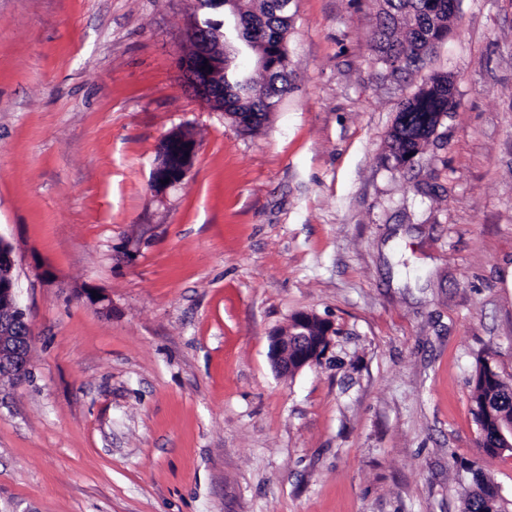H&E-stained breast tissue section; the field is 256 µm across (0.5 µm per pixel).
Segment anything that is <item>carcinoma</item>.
Here are the masks:
<instances>
[{"label":"carcinoma","mask_w":512,"mask_h":512,"mask_svg":"<svg viewBox=\"0 0 512 512\" xmlns=\"http://www.w3.org/2000/svg\"><path fill=\"white\" fill-rule=\"evenodd\" d=\"M226 11L239 14L244 22V37L251 46L232 39L225 47V113L234 119L241 112L254 113L255 123L243 126V130L252 131L290 90L289 16L280 0H233ZM452 20L448 0H437L430 8L425 6V0H380L374 32L376 47L382 60L397 71L403 63L410 65L421 60L431 41L447 37ZM245 49L257 57L269 56L268 68L257 76L237 69L234 59ZM442 114H448V75L435 74L399 104L389 132L393 158L420 152L425 144L424 135ZM472 402L483 447L492 456L504 453L497 433L512 423V385L481 355L476 359L472 379ZM470 472L474 488L462 493L461 512H486L496 489L481 468L472 467Z\"/></svg>","instance_id":"1"}]
</instances>
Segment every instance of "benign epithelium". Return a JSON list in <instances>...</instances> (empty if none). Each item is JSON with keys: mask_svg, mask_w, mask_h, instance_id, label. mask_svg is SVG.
Listing matches in <instances>:
<instances>
[{"mask_svg": "<svg viewBox=\"0 0 512 512\" xmlns=\"http://www.w3.org/2000/svg\"><path fill=\"white\" fill-rule=\"evenodd\" d=\"M203 14H194L188 39L191 50L180 59V77L190 79L192 90L211 109L224 111V40L240 32L237 15H231L233 25L225 29V0H199ZM196 142L186 139L175 144L168 163H157L152 172V184L164 189L181 182L192 166ZM15 260L12 246L0 236V380L19 381L27 370L31 345H19L18 323L26 321L20 302V292L14 275ZM312 314H296L288 332L271 337L270 358L276 372L291 374L304 367L318 364L336 335V325L322 321L318 336L308 334Z\"/></svg>", "mask_w": 512, "mask_h": 512, "instance_id": "benign-epithelium-1", "label": "benign epithelium"}]
</instances>
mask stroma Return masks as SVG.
<instances>
[{
    "label": "stroma",
    "instance_id": "obj_1",
    "mask_svg": "<svg viewBox=\"0 0 512 512\" xmlns=\"http://www.w3.org/2000/svg\"><path fill=\"white\" fill-rule=\"evenodd\" d=\"M195 0H0V237L31 370L0 382V512H459L512 382V0H460L393 73L377 0H293L291 92L241 131L179 78ZM455 105L407 166L399 103ZM198 152L152 185L172 131ZM111 300L102 310L81 288ZM332 321L321 363L270 338ZM312 314H296L285 335L271 336L270 358L276 372L291 374L304 367L317 365L325 355L331 343V336H336V325L322 320V332L319 336L308 334V324ZM473 414L480 430L482 445L489 455L495 456L511 450H504L498 442L508 443L512 429L504 430L512 423V385L503 380L501 375L483 356L476 359L472 379Z\"/></svg>",
    "mask_w": 512,
    "mask_h": 512
}]
</instances>
